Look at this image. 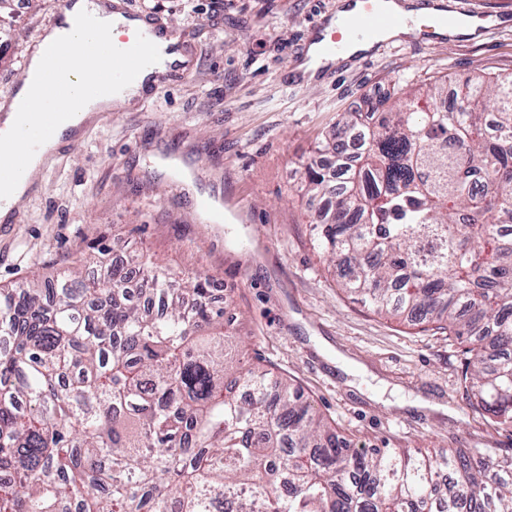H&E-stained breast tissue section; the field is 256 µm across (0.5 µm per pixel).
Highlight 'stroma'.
Masks as SVG:
<instances>
[{
  "instance_id": "35a3bbf8",
  "label": "stroma",
  "mask_w": 512,
  "mask_h": 512,
  "mask_svg": "<svg viewBox=\"0 0 512 512\" xmlns=\"http://www.w3.org/2000/svg\"><path fill=\"white\" fill-rule=\"evenodd\" d=\"M59 0H11L0 14V96ZM342 0H129L180 30L189 75L153 99L86 127L39 175L40 190L0 234V288L53 277L80 255L112 261L146 249L173 270L198 268L250 363L298 385L333 430L377 448H494L512 455V426L493 423L461 383L462 347L446 335L367 310L337 286L315 248L321 197L301 191L324 163L323 131L341 112L435 80L512 76V0H439L496 20L452 43L382 42L306 80L298 64ZM208 197L238 221L212 224Z\"/></svg>"
}]
</instances>
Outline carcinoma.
<instances>
[{
    "label": "carcinoma",
    "mask_w": 512,
    "mask_h": 512,
    "mask_svg": "<svg viewBox=\"0 0 512 512\" xmlns=\"http://www.w3.org/2000/svg\"><path fill=\"white\" fill-rule=\"evenodd\" d=\"M459 92L341 114L305 187L340 286L460 340L470 399L512 424V77ZM103 255L0 288V512H512L511 457L353 448L243 361L208 274Z\"/></svg>",
    "instance_id": "carcinoma-1"
}]
</instances>
